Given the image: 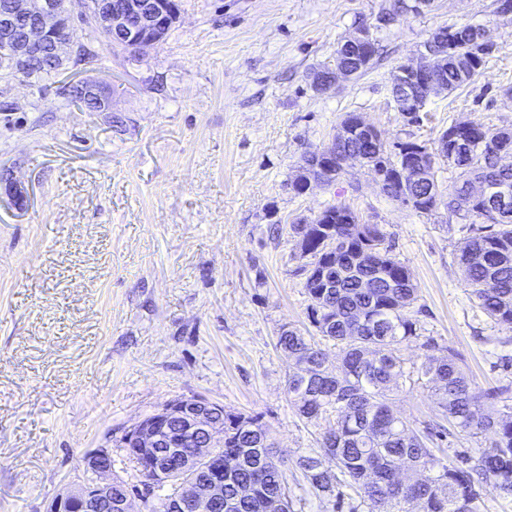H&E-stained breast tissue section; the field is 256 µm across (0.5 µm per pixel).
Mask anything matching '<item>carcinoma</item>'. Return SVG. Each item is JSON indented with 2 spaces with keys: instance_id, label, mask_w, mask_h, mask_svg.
<instances>
[{
  "instance_id": "carcinoma-1",
  "label": "carcinoma",
  "mask_w": 512,
  "mask_h": 512,
  "mask_svg": "<svg viewBox=\"0 0 512 512\" xmlns=\"http://www.w3.org/2000/svg\"><path fill=\"white\" fill-rule=\"evenodd\" d=\"M474 29L469 23L443 29L449 55L434 60L433 72L448 92L470 84L492 52L475 41ZM26 77L53 83L56 73L38 62ZM461 137L465 144L450 146L445 153L434 155L428 145H421L431 169L444 158L458 171L446 203L451 212L461 209L460 185L472 177L495 186L494 196L501 187L512 191V168L499 165L484 147V141L497 140L512 150V131L472 124ZM339 156L371 169L395 162L378 140L351 139ZM408 190L428 202L438 194L437 177ZM493 210L486 199L467 208L483 224L460 247L458 263L482 311L512 329V219L496 221ZM291 230L302 253L336 247L322 258V266L334 275L333 287H326L314 270L299 267L296 273L305 278L310 323L323 339L340 347L341 358L331 367L313 337L293 327L283 329L277 345L295 361L286 382L288 395L304 419L336 415L335 426L322 436L321 448L331 454L369 512H403L406 502L420 503L421 512H482L486 493L512 495V411L497 408L509 388H473L458 355L428 338L422 343L428 354L417 369V381L436 403V429L411 428L390 408V393L405 377L398 345L418 338L417 323L407 315L418 300V288L407 266L385 244V234L375 224L357 223L355 213L344 205H332L310 222L291 225ZM365 241L378 249L368 261L358 263L356 273L336 268V255L356 258ZM490 280L494 287H485ZM232 420L236 432L224 433V447L239 449L242 459L224 482V497L215 512H291L283 457L267 451V430L254 417L224 413V422ZM450 428L469 434L491 430L495 438L475 458L448 460L436 456L429 444ZM297 465L317 495L334 492L338 476L322 468L318 458L302 456ZM242 486L252 487L251 494L240 495Z\"/></svg>"
}]
</instances>
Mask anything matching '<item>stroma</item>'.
<instances>
[{
	"mask_svg": "<svg viewBox=\"0 0 512 512\" xmlns=\"http://www.w3.org/2000/svg\"><path fill=\"white\" fill-rule=\"evenodd\" d=\"M159 44L137 53L76 23L90 52L72 75L106 86L107 112L67 103L59 84L0 82V512H46L81 482L84 457L118 443L175 399L201 397L259 417L289 464L293 512H368L347 480L316 495L296 461L335 463L319 440L334 416H299L277 346L284 325L309 330L290 229L331 205L383 231L419 291L418 338L458 354L475 387H512V330L477 307L458 264L476 218L420 213L384 195L352 165L326 187L296 193L308 148L328 145L360 115L387 149L434 144L455 123L512 128V14L495 0H431L392 23L386 0H178ZM485 26L493 51L467 86L431 97L408 122L391 95L396 69L441 28ZM369 27L381 57L361 77L314 90L337 45ZM421 428L437 409L421 384L392 395Z\"/></svg>",
	"mask_w": 512,
	"mask_h": 512,
	"instance_id": "obj_1",
	"label": "stroma"
}]
</instances>
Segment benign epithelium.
<instances>
[{"mask_svg": "<svg viewBox=\"0 0 512 512\" xmlns=\"http://www.w3.org/2000/svg\"><path fill=\"white\" fill-rule=\"evenodd\" d=\"M171 14H177L174 0H121L119 4L112 3V0H92L86 10V15L92 17L100 32L116 38L136 52L159 42L160 30L169 24ZM74 23V17L61 0H9L0 13L3 39H9L17 25H24L22 39L9 67L12 74L25 76L28 62L44 56L49 58L57 74H67L69 63L82 52L81 43L69 34ZM442 41L440 35H431L421 45L417 61L396 71L392 90L397 92L394 96L397 109L417 116L431 96L444 91L441 82L429 69L433 50ZM356 75L355 70L337 66L329 71L328 80L317 90L333 88ZM79 87L87 92V99L97 105L98 111L106 110L103 86L81 81ZM359 133L371 137L377 135V131L360 116H346L331 143L316 150L317 159L299 166L295 181L300 192L326 185L327 177L338 173V166L344 164L337 158L336 143ZM429 173L424 161L412 159L403 166H396L390 174L385 171L377 173V185L381 187L390 179L404 188L411 182L428 179ZM172 416L184 420L188 430L199 438L197 458L207 461L210 470L208 479L185 483L171 491L165 498V510L184 512L191 507L194 512H211V501L224 491V474L231 473L240 462V459L226 456L224 449L216 447L217 440L224 437V406L208 400L182 399L163 406L128 430V439L149 455L147 471L158 478L165 477L159 464L173 449L180 447L178 438L161 435ZM111 455L112 452L103 448L85 456V469L92 472V477L54 496L48 503L47 512H133V497L146 501L145 489L138 488L123 496L118 504H112L115 479L107 462Z\"/></svg>", "mask_w": 512, "mask_h": 512, "instance_id": "1", "label": "benign epithelium"}]
</instances>
